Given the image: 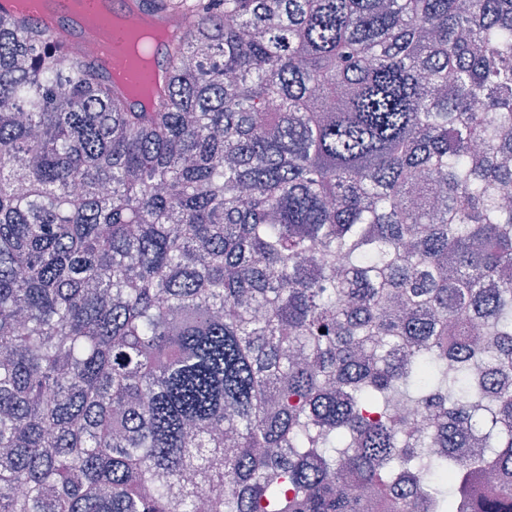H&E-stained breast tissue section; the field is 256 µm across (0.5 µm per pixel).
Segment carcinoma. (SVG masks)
Listing matches in <instances>:
<instances>
[{
    "label": "carcinoma",
    "instance_id": "carcinoma-1",
    "mask_svg": "<svg viewBox=\"0 0 512 512\" xmlns=\"http://www.w3.org/2000/svg\"><path fill=\"white\" fill-rule=\"evenodd\" d=\"M147 2L0 11V512H512V0ZM13 2L14 7L25 14L54 15L62 18L74 31L95 32L97 34L95 51L102 57H107L112 49V31H125L124 57L116 61L112 76L102 61L96 59L95 63L104 74L101 67L111 78L126 86L138 104L144 107L149 104L150 91L137 83L136 75L140 70L159 71L160 54L168 34L164 29L148 21L137 25L129 24L122 9L129 11V7L132 6L133 10L130 12L143 16L159 26L179 24V18L172 11L149 7L142 0H123L120 8H113L108 0H101L99 3L102 7L97 13L87 10V8L95 9L97 0H87L86 5L83 0H1L2 11L15 12ZM173 45L175 42L169 41L163 49V68H165L163 57Z\"/></svg>",
    "mask_w": 512,
    "mask_h": 512
}]
</instances>
